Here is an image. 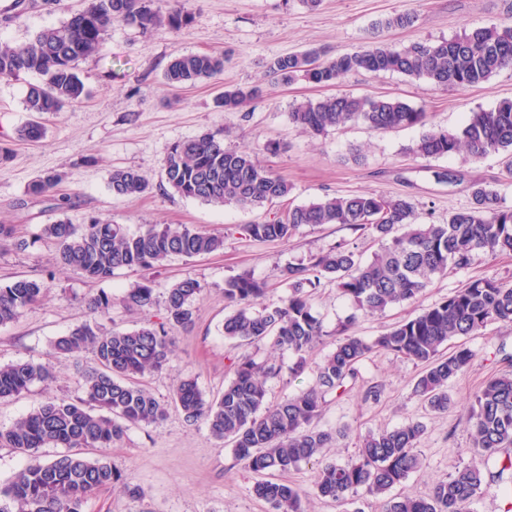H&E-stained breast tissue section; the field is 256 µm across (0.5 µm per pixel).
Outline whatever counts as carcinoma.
<instances>
[{"instance_id":"obj_1","label":"carcinoma","mask_w":512,"mask_h":512,"mask_svg":"<svg viewBox=\"0 0 512 512\" xmlns=\"http://www.w3.org/2000/svg\"><path fill=\"white\" fill-rule=\"evenodd\" d=\"M194 21L181 0H88L58 26L40 30L29 42L0 47V79L36 74L25 96L31 119L17 137L38 141L45 136L44 115L61 112L82 101L85 85L76 71L80 59L100 53L105 34L115 22L142 31L178 30ZM512 67V22L474 26L436 43L412 42L402 48L372 45L327 56L309 47L275 58L269 74L282 84L297 77L318 87H329L345 76L368 72L425 77L439 87H476L504 68ZM224 72V54L202 52L180 56L167 66L163 79L170 87L211 80ZM263 96L259 85L233 87L217 98L218 106L237 109ZM292 124L315 135L348 123L361 122L376 131L423 126L426 112L398 99L326 96L308 100L289 113ZM465 153L479 161L491 153L512 155V101L469 114L455 132L429 130L419 138L413 153L436 158ZM166 183L176 193L222 207L261 208L287 203L270 221L247 224L254 239L288 242L303 225L343 224L381 242V248L364 261L339 244L309 258L306 265L288 267L284 281L288 295L274 307L261 305L270 291L266 281L249 273L224 281V301L234 312L224 319V338L236 343L268 341L294 356L288 374L298 375L309 366L316 346L328 335L313 311L310 289L321 281L336 283L356 313L339 324L333 350L315 366V382L275 406H268L267 381L282 374L283 366L258 363L249 355L232 361L233 378L217 398H208L193 379L180 380L172 402L189 423L204 422L213 437L231 442L235 457L261 476L253 494L270 504L272 512H303L302 494L296 487L269 479L304 461L317 458L322 449L344 432L316 425L325 396L343 394L358 377V366L371 353L383 350L421 366L413 391L436 412L448 411V381L465 371L472 351L462 345L445 355L441 346L479 333L488 325L512 323V285L494 278H476L442 301L421 310L367 341L351 331L361 315H373L404 302L418 301L437 275L448 267L463 269L476 252L492 258L512 254V209L499 205L498 191L477 184L467 209L448 215L445 224H418L415 208L405 197L360 193L327 197L306 205L288 203L291 188L280 175L260 164L252 153L224 144V137L204 132L175 143L163 165ZM59 173L36 179L28 194L51 201L61 210L69 203L55 197ZM112 194L134 197L145 193L148 181L133 169H116L110 176ZM40 237L54 244L59 262L92 282H104L120 269L151 270L173 256L197 257L224 249V236L183 225L150 224L136 235L123 225L93 220L77 226L64 219L44 224ZM27 247L19 225L0 224V247ZM44 279L19 277L0 285V326L15 321L26 308L39 303L48 291ZM204 287L187 277L158 301L154 285L144 280L122 297L128 310L145 311L163 304L166 322H147L132 331L107 328L100 319L112 308L106 293L87 300L90 319L51 342L57 357H74L89 350L95 365L81 372V395L50 399L0 428V447L28 456L13 480L0 486V512H83L84 503L102 489L123 481L111 462L86 456L84 448H110L121 442L132 425H158L167 405L154 397L138 378L168 367L174 344L171 332L193 323V305ZM51 378L44 363L18 360L0 365V400L18 397L36 382ZM470 421L478 462L437 481L426 497L387 496L417 471L416 447L423 426L408 423L393 430L369 433L356 458L324 462L317 472L314 491L322 498L344 502L364 491L383 499L382 512H468V505L487 482L512 483V456L490 469L485 460L503 448H512V371L488 379L477 391ZM43 448H63L50 460Z\"/></svg>"}]
</instances>
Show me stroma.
I'll use <instances>...</instances> for the list:
<instances>
[{
	"label": "stroma",
	"mask_w": 512,
	"mask_h": 512,
	"mask_svg": "<svg viewBox=\"0 0 512 512\" xmlns=\"http://www.w3.org/2000/svg\"><path fill=\"white\" fill-rule=\"evenodd\" d=\"M84 2L65 0L58 9L45 0H26L19 9L15 0H0V44L28 42L41 29L64 22ZM182 5L195 20L178 31L144 32L113 23L104 55L77 64L87 97L66 111L45 115L46 133L39 142L16 138L30 119L25 95L37 75L0 81V142L13 150L11 158L0 163V224L22 225L29 241L25 250L0 251V284L28 276L48 278L50 285L40 303L25 309L15 322L0 326V364L30 359L50 364L53 371L50 381L0 400V427H9L47 399L79 394L75 366L92 365L91 352L83 351L75 360L54 358L50 343L87 319L86 301L99 292L114 299L107 327L128 331L147 321L164 320L162 307L142 312L122 305V296L143 278L152 279L160 294L187 277L203 285L194 303L193 324L174 333L175 355L169 367L141 379L169 405L184 377L194 378L206 396L220 395L232 375L234 357L286 364L292 360L291 354L268 342L239 346L224 340L221 327L233 311L224 301L225 279L248 271L267 281L271 290L262 303L273 307L288 292L282 281L286 267L340 243L366 260L379 250L371 236L342 224L302 226L286 243L251 238L244 225L272 218L273 207H214L175 193L164 179L162 164L176 142L204 132L220 133L226 145L253 151L262 164L286 179L292 187L289 200L295 205L375 192L411 200L417 223L443 224L450 213L470 206L473 184L486 183L498 190L503 206L512 208V174L506 170L505 154L478 162L463 153L421 158L412 149L424 127L383 132L350 123L316 136L292 125L288 117L297 104L331 91L400 99L424 109L427 125L455 131L469 113L512 99V68L471 88H443L424 77L360 72L329 91L302 79L284 85L268 74L273 59L311 46L333 54L379 43L402 47L449 39L473 25L506 22L512 20V0H320L313 9L302 0H183ZM402 13L413 15L412 26L379 28L380 20ZM211 51L224 55L219 80L180 90L164 84V71L174 57ZM255 84L264 90L261 100L233 111L216 106L215 98L225 88ZM123 168L135 169L148 180L144 194L113 196L110 174ZM440 171L448 172L449 182L437 180ZM49 172L64 176L60 191L73 204L60 216L69 223L82 225L98 218L125 225L131 234L148 224H184L223 234L224 249L208 256H176L162 268L144 273L119 270L102 284L89 282L63 267L54 247L37 236L41 225L60 217L50 212L48 202L28 193L32 181ZM477 277L512 283V255L493 259L475 253L467 268L434 277L419 302L359 318L354 329L359 336L374 339ZM311 303L328 332L313 354L318 360L332 350L333 332L352 306L336 284L327 281L313 290ZM465 343L474 360L449 381L452 405L444 413L430 411L414 394L419 366L384 351L371 354L360 365L353 390L327 397L319 428H343L347 435L325 449V460H351L361 436L417 422L423 426L417 447L421 467L401 485V493L427 495L436 481L471 463L470 406L482 384L506 370L501 354L512 353V326L488 325L466 337ZM370 385L380 387L379 400H364L363 391ZM92 454L111 461L123 481L89 499L85 512H271L268 503L254 496L257 476L235 460L231 443L215 439L205 423L186 422L170 405L160 425L131 427L122 442L93 449ZM316 469V463H303L281 476L282 482L304 492L305 512H381V500L363 493L342 503L317 497Z\"/></svg>",
	"instance_id": "1"
}]
</instances>
